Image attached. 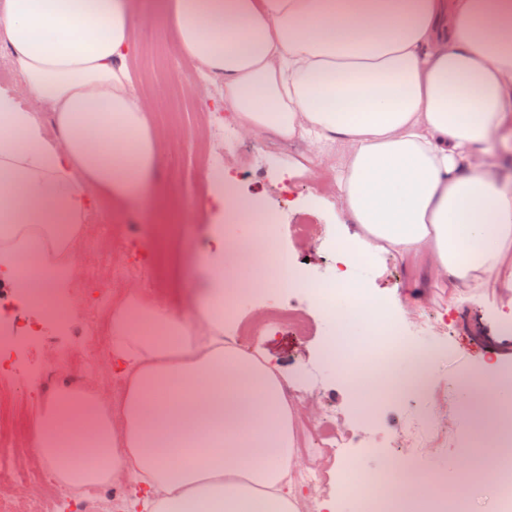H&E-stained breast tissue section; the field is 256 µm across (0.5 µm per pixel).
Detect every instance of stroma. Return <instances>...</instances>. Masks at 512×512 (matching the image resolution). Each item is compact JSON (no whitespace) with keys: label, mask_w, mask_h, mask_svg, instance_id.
Returning a JSON list of instances; mask_svg holds the SVG:
<instances>
[{"label":"stroma","mask_w":512,"mask_h":512,"mask_svg":"<svg viewBox=\"0 0 512 512\" xmlns=\"http://www.w3.org/2000/svg\"><path fill=\"white\" fill-rule=\"evenodd\" d=\"M138 29L135 50L128 65L138 94L147 95L154 119L164 140H179L184 159L181 177L161 166L152 180L150 200L112 212L92 210L90 221L99 235L79 238L73 249L78 263L100 247L111 246L122 254L124 277L114 279L111 295L128 289L127 278L140 281L142 289L164 297L178 314L193 310L209 282L210 269L204 262L210 250V236L223 230L224 218L199 206L192 189L193 164L197 145L191 133V119L182 105L168 99V88L189 60L176 48L164 26L159 0H135ZM263 150L248 153L242 146L240 129L232 121L224 123V146L206 144L212 162L222 164L225 175L237 181V196L261 204L278 215L282 224L307 221L312 231L307 239L281 234L277 249L291 265L311 280L328 283L336 278L335 242L345 228L346 217L335 195L321 194L314 174L304 169L309 146L304 142H282L263 137ZM289 204H282V197ZM119 224L139 225V232L113 241L112 228ZM85 277L75 279L60 298L71 301L75 315L63 326L47 325L36 336L19 337L20 357L44 364L52 371L51 388L81 386L97 392L104 404H111L120 383L102 363L96 380H87L79 367L70 364L72 355L85 352L90 343L82 317L94 305ZM384 298L393 335L399 336L400 352L410 350L430 356L428 380L392 395H380L376 421L369 427L359 424V405L335 364L328 361V344L336 334V320L314 305L303 290L269 288L244 298L235 320L225 323V335H234L239 322L252 319L265 305L280 300L300 309L305 330L283 329L273 336H247L246 352L262 357L270 367L300 391L304 410L312 414L325 409L336 415L351 435L341 457L351 459L357 471L384 472L402 445V427L409 413L426 410L433 401H445L449 418L447 447L418 454L406 460L408 471L420 474L433 470L444 473L455 492H468L469 475L457 473L459 454H469L475 463L491 456V449L479 446L476 402L468 391L471 379L480 376L512 377V329L503 320H512V293L489 288L470 297L461 307L441 312L436 301L448 292L446 280L430 269H413L389 255H377L368 282Z\"/></svg>","instance_id":"stroma-1"}]
</instances>
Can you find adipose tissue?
<instances>
[{
  "label": "adipose tissue",
  "instance_id": "obj_1",
  "mask_svg": "<svg viewBox=\"0 0 512 512\" xmlns=\"http://www.w3.org/2000/svg\"><path fill=\"white\" fill-rule=\"evenodd\" d=\"M180 52L224 82L240 130L304 140L328 165L353 232L337 284H282L327 312L381 317L376 254L447 275L461 299L512 290V0H164ZM133 0H0L18 87L0 86V282L16 297L73 281L68 245L88 202L146 201L161 140L132 91ZM33 263L26 278L18 270ZM224 309L112 302L123 363L111 406L57 392L31 427L57 480L129 482V512H298L288 472L301 439L282 377L225 344ZM91 448L98 467L65 462Z\"/></svg>",
  "mask_w": 512,
  "mask_h": 512
}]
</instances>
